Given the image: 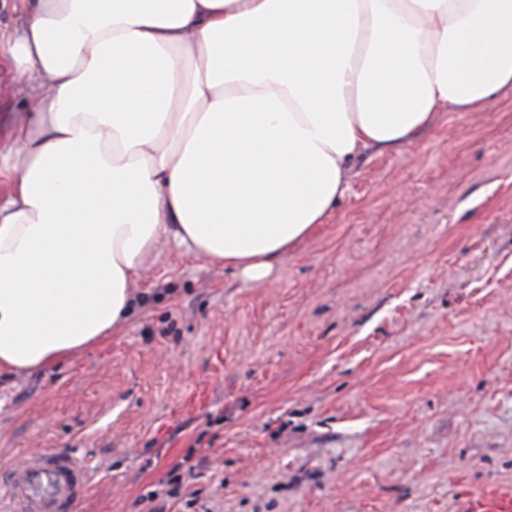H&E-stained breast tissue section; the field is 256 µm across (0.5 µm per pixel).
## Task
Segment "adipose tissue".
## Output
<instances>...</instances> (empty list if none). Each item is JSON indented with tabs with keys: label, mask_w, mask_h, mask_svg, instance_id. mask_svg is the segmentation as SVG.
<instances>
[{
	"label": "adipose tissue",
	"mask_w": 512,
	"mask_h": 512,
	"mask_svg": "<svg viewBox=\"0 0 512 512\" xmlns=\"http://www.w3.org/2000/svg\"><path fill=\"white\" fill-rule=\"evenodd\" d=\"M0 369L119 331L164 242L259 281L372 149L512 89V0H24ZM195 59L185 81L180 57Z\"/></svg>",
	"instance_id": "ef3b65f1"
}]
</instances>
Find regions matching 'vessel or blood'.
I'll return each mask as SVG.
<instances>
[{"label":"vessel or blood","instance_id":"1","mask_svg":"<svg viewBox=\"0 0 512 512\" xmlns=\"http://www.w3.org/2000/svg\"><path fill=\"white\" fill-rule=\"evenodd\" d=\"M7 512H73L89 482L85 466L73 457L42 451L0 469ZM462 512H512V486L486 484L467 495Z\"/></svg>","mask_w":512,"mask_h":512}]
</instances>
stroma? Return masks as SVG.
I'll list each match as a JSON object with an SVG mask.
<instances>
[{
	"instance_id": "1",
	"label": "stroma",
	"mask_w": 512,
	"mask_h": 512,
	"mask_svg": "<svg viewBox=\"0 0 512 512\" xmlns=\"http://www.w3.org/2000/svg\"><path fill=\"white\" fill-rule=\"evenodd\" d=\"M26 107L1 72V140ZM132 296L116 336L0 370V467L75 457V512H458L512 484V90L368 152L263 281L172 244Z\"/></svg>"
}]
</instances>
